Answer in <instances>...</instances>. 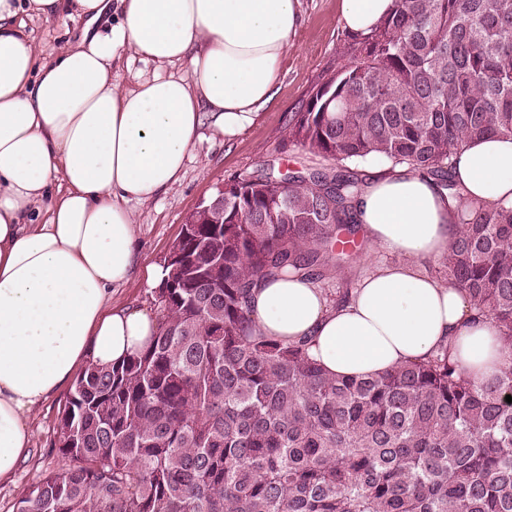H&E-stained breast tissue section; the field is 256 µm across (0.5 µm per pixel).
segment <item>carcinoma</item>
Segmentation results:
<instances>
[{
	"mask_svg": "<svg viewBox=\"0 0 512 512\" xmlns=\"http://www.w3.org/2000/svg\"><path fill=\"white\" fill-rule=\"evenodd\" d=\"M341 54L288 123L289 143L333 164L234 175L223 223L181 229L157 335L81 372L56 430L71 465L17 512H512V202L461 209L441 261L511 347L489 382L446 350L331 377L305 342L253 331L258 280L344 260L361 167L405 164L455 197L454 150L512 135V0H394Z\"/></svg>",
	"mask_w": 512,
	"mask_h": 512,
	"instance_id": "1",
	"label": "carcinoma"
}]
</instances>
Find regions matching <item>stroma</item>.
Instances as JSON below:
<instances>
[{
    "label": "stroma",
    "instance_id": "stroma-1",
    "mask_svg": "<svg viewBox=\"0 0 512 512\" xmlns=\"http://www.w3.org/2000/svg\"><path fill=\"white\" fill-rule=\"evenodd\" d=\"M302 9L303 21L279 64V92L260 111L256 122L231 139L203 125L200 140L170 189L155 201L132 203L142 264L165 259L187 215L212 198L231 176L268 162L283 172L324 165V158L286 144L287 120L289 113L305 102L321 75L339 63L346 29L340 21V0H302ZM25 23L42 62L53 60L66 42L76 40L84 25L81 19L64 16L46 20L29 15ZM66 400V394H59L30 414L33 438L29 457L17 465L10 478L0 481V512H16L23 491L67 466V459L55 446L56 426Z\"/></svg>",
    "mask_w": 512,
    "mask_h": 512
}]
</instances>
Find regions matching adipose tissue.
I'll return each instance as SVG.
<instances>
[{
  "mask_svg": "<svg viewBox=\"0 0 512 512\" xmlns=\"http://www.w3.org/2000/svg\"><path fill=\"white\" fill-rule=\"evenodd\" d=\"M112 3L117 21L104 32ZM64 6L87 30L38 64L18 16L49 20ZM392 7L341 0L340 16L366 33ZM301 21L300 0H0V479L28 454L30 413L84 364L150 344L155 316L112 301L137 272L153 286L169 275L141 266L130 205L176 181L204 119L228 138L255 122ZM126 50L157 68L128 90L112 82ZM452 165L454 199L408 167L372 169L359 205L366 274L336 305L305 279L258 281L255 333L306 341L336 378L376 377L443 349L467 379L498 375L512 353L501 330L427 265L447 253L462 205L512 201V135L468 141ZM381 251L396 261L377 262Z\"/></svg>",
  "mask_w": 512,
  "mask_h": 512,
  "instance_id": "obj_1",
  "label": "adipose tissue"
}]
</instances>
